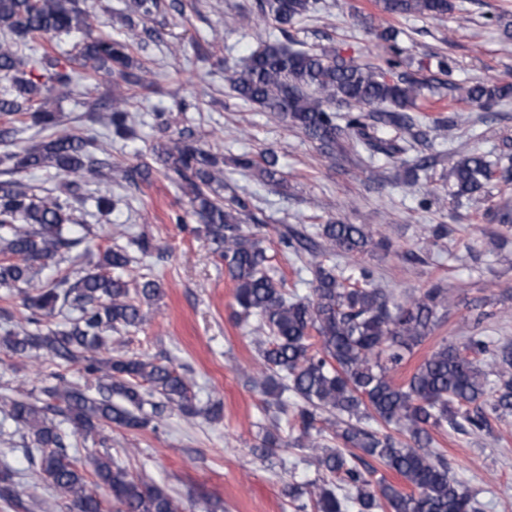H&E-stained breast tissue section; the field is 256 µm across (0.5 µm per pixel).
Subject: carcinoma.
Masks as SVG:
<instances>
[{
    "label": "carcinoma",
    "instance_id": "cac0c4a2",
    "mask_svg": "<svg viewBox=\"0 0 512 512\" xmlns=\"http://www.w3.org/2000/svg\"><path fill=\"white\" fill-rule=\"evenodd\" d=\"M161 0H134V12L148 19L161 10ZM322 0H256L255 12L241 16L270 23L288 38V26L318 13ZM451 0H383L389 15L438 18L453 10ZM81 34L77 59L87 78L120 75L127 82L148 79L132 51L142 48L140 35L129 27L125 39L94 32L76 0H0V112L26 115L39 127L41 140L23 145V127L0 131V165L8 180H0V252L16 261L0 264V287L16 288L29 311L26 326L5 330L3 343L14 354L47 350L66 364H78L90 377L97 395L88 388L56 376L42 388L44 398L21 394L0 396L3 421L26 430L30 462L55 495L32 503L8 465L0 467V502L17 512H105V501L116 512H179L175 498L164 488L131 476L109 453H94L85 462L71 454L70 438L99 435L103 426L140 429L147 425L144 406L157 393L166 404L187 417L220 419L219 402L199 407L189 396V380L166 365L146 357L120 353L101 356L108 331L143 324L142 305L158 298L163 283L148 280L130 292L122 274L135 261L124 247L108 248L102 267L112 271L87 273L70 282L63 276L53 285L40 272L60 266L65 253L79 241L65 236L73 223V203L85 187L98 182L102 162L96 158L98 139L92 134L60 130L55 104L76 94L70 72L49 55L35 56L22 48L36 39ZM382 68L356 63L325 51L290 47L273 38L253 51L247 64L230 77V88L248 103L258 105L300 130L329 153L345 145L392 157L397 141L378 136L382 129L421 136L411 115L424 82ZM140 72L135 73L133 69ZM463 99L482 109L512 97V82H479L460 87ZM344 105L347 112L338 113ZM128 100L115 94L105 104L100 123L119 136L130 132ZM165 175L188 197L206 237L224 262L235 284L236 316L258 320L253 342L260 358L254 384L266 396V407L288 413L282 400L290 391L301 400L292 414L298 432L293 445L310 449L336 484L311 489L288 487V497L307 496L300 512H480L475 493L452 475L447 457L435 449L433 432L451 427L460 433L493 436L492 421L512 416V346L487 336L469 334L460 341L444 340L402 384L392 372L413 356L414 349L442 323L448 308L447 289L436 286L400 300L381 288L373 273L361 267L355 280L322 261L311 263L312 293L300 298L276 279L262 239L241 224L245 205L227 200L224 168L219 156L180 131L159 152ZM259 167L243 156L239 167H258L262 179L278 182L273 152ZM494 162L466 154L448 161V189L457 198L480 194L493 175ZM53 167L66 181L59 194L39 197L19 174ZM322 252L347 258L388 246L362 224L340 221L321 224ZM69 310L75 317L61 329L42 332L44 319ZM119 401H112V397ZM68 424L64 430L56 422ZM321 422L333 430L336 447L321 442ZM375 426H370V423ZM280 447L275 430L263 431L256 450ZM369 457L401 476L405 492L386 478L373 479Z\"/></svg>",
    "mask_w": 512,
    "mask_h": 512
}]
</instances>
